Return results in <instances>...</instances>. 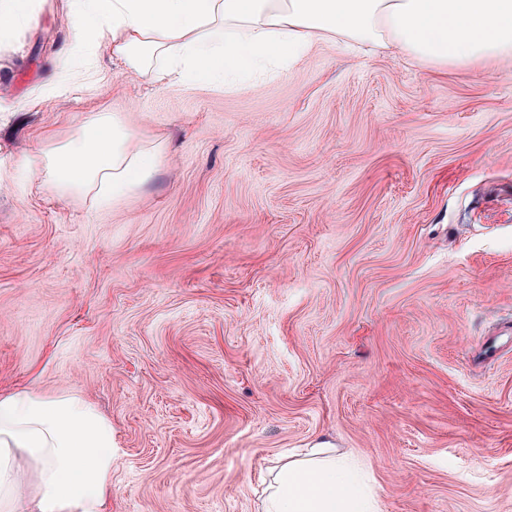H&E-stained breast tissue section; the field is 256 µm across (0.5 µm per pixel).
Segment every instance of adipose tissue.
<instances>
[{
    "mask_svg": "<svg viewBox=\"0 0 512 512\" xmlns=\"http://www.w3.org/2000/svg\"><path fill=\"white\" fill-rule=\"evenodd\" d=\"M69 25L83 45L108 43L125 73L207 88L306 56L334 38L362 39L437 66L512 56V0H85ZM165 159L119 112H94L62 148L24 153L60 193L119 202ZM112 423L80 394L0 390V512H108ZM258 512H380L353 456L320 442L276 460Z\"/></svg>",
    "mask_w": 512,
    "mask_h": 512,
    "instance_id": "adipose-tissue-1",
    "label": "adipose tissue"
}]
</instances>
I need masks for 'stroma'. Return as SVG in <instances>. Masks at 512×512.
Wrapping results in <instances>:
<instances>
[{"mask_svg":"<svg viewBox=\"0 0 512 512\" xmlns=\"http://www.w3.org/2000/svg\"><path fill=\"white\" fill-rule=\"evenodd\" d=\"M33 0L0 34V389L109 417V512H257L270 461L325 440L381 512H512V59L323 42L238 88L98 84ZM91 112L164 137L117 206L25 152Z\"/></svg>","mask_w":512,"mask_h":512,"instance_id":"35a3bbf8","label":"stroma"}]
</instances>
